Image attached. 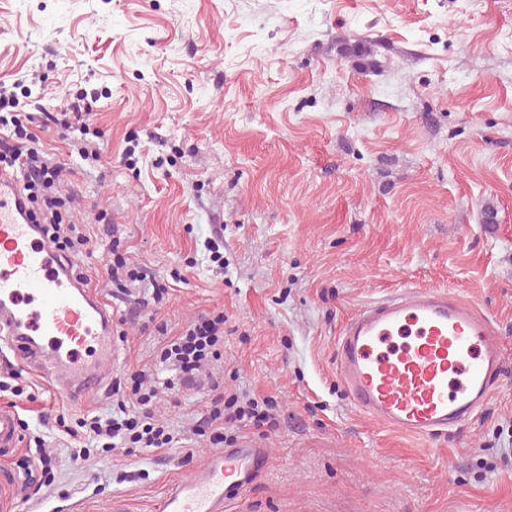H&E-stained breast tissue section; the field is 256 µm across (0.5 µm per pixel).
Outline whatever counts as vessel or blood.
Returning a JSON list of instances; mask_svg holds the SVG:
<instances>
[{"label": "vessel or blood", "instance_id": "obj_1", "mask_svg": "<svg viewBox=\"0 0 512 512\" xmlns=\"http://www.w3.org/2000/svg\"><path fill=\"white\" fill-rule=\"evenodd\" d=\"M115 316L35 224L19 177L0 170V341L72 405L104 384L117 355ZM337 349L350 404L408 435L458 430L502 376L497 332L453 292L416 289L362 305ZM17 413L0 408V450L17 447ZM270 461L254 441L211 455L176 480L158 512H224Z\"/></svg>", "mask_w": 512, "mask_h": 512}]
</instances>
